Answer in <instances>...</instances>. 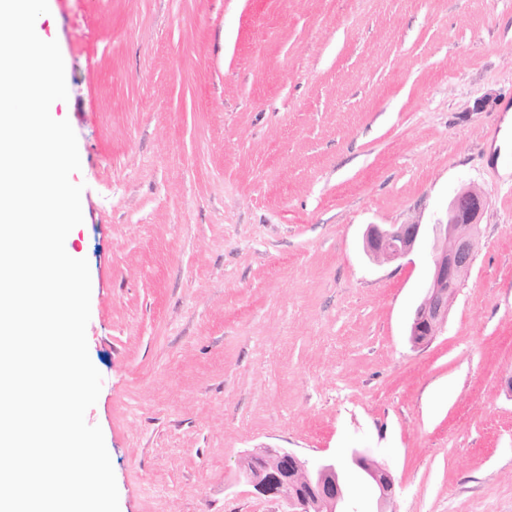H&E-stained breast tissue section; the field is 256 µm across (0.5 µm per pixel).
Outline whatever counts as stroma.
I'll return each mask as SVG.
<instances>
[{"label":"stroma","mask_w":512,"mask_h":512,"mask_svg":"<svg viewBox=\"0 0 512 512\" xmlns=\"http://www.w3.org/2000/svg\"><path fill=\"white\" fill-rule=\"evenodd\" d=\"M119 512H288L258 446L385 462L397 512H512V0H48ZM488 201L444 332L370 224Z\"/></svg>","instance_id":"1"}]
</instances>
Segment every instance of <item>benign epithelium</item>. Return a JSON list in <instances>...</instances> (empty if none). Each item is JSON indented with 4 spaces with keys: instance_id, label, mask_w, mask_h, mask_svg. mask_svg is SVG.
<instances>
[{
    "instance_id": "1",
    "label": "benign epithelium",
    "mask_w": 512,
    "mask_h": 512,
    "mask_svg": "<svg viewBox=\"0 0 512 512\" xmlns=\"http://www.w3.org/2000/svg\"><path fill=\"white\" fill-rule=\"evenodd\" d=\"M487 201L473 184L456 190L446 211L433 224H369L363 251L378 266L417 254L427 258V283L408 324V340L415 349L443 333L458 288L466 281L478 252L480 220ZM351 466L377 488V512H396L395 478L382 461L356 450ZM241 481L258 493L280 499L290 512H353L344 492L336 461L304 457L288 448H253L238 462Z\"/></svg>"
}]
</instances>
